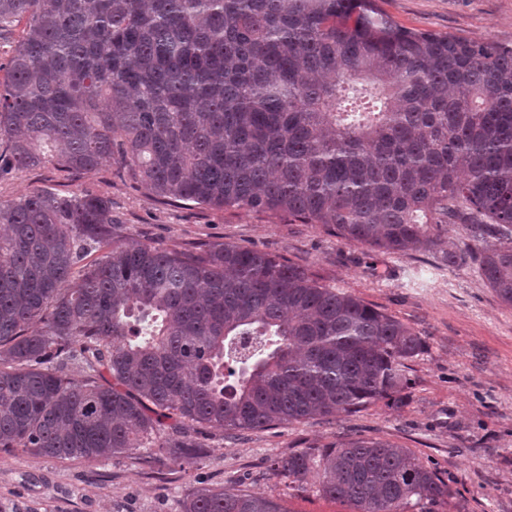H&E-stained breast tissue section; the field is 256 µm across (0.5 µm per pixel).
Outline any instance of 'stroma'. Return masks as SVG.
<instances>
[{
	"label": "stroma",
	"instance_id": "1",
	"mask_svg": "<svg viewBox=\"0 0 512 512\" xmlns=\"http://www.w3.org/2000/svg\"><path fill=\"white\" fill-rule=\"evenodd\" d=\"M379 3L411 30L512 47V0ZM33 188L108 195L123 236L162 247L224 242L278 253L407 324L425 345L409 363L401 403L384 399L329 421L235 438L193 425L185 433L205 450L189 464L167 461L150 469L127 456L62 460L0 450V512H178L193 490L232 483L280 497L287 512H353L313 489H288L269 468L277 456L346 437L390 441L436 468L451 495L433 512H512V307L500 302L475 262L448 264L444 250L466 240L464 225L440 227L444 250L388 253L341 241L318 224L165 201L111 163L76 180L50 165L0 178V201Z\"/></svg>",
	"mask_w": 512,
	"mask_h": 512
}]
</instances>
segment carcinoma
Wrapping results in <instances>:
<instances>
[{"label": "carcinoma", "mask_w": 512, "mask_h": 512, "mask_svg": "<svg viewBox=\"0 0 512 512\" xmlns=\"http://www.w3.org/2000/svg\"><path fill=\"white\" fill-rule=\"evenodd\" d=\"M23 19L0 81V175L113 161L167 201L392 253L464 224L512 307V47L410 31L377 0H0V34ZM116 227L92 192L0 201V450L149 463L161 448L189 464V424L259 430L401 398L424 346L411 327L275 252L164 248ZM272 470L356 512L450 496L379 439ZM179 512L286 510L216 486Z\"/></svg>", "instance_id": "obj_1"}]
</instances>
